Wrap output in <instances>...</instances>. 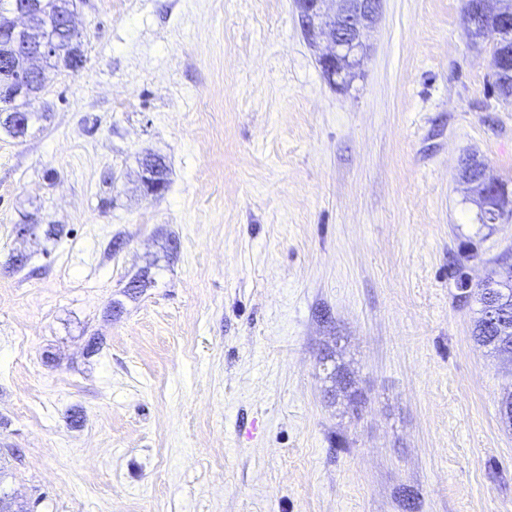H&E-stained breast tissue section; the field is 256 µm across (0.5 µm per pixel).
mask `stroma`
Masks as SVG:
<instances>
[{"instance_id": "obj_1", "label": "stroma", "mask_w": 512, "mask_h": 512, "mask_svg": "<svg viewBox=\"0 0 512 512\" xmlns=\"http://www.w3.org/2000/svg\"><path fill=\"white\" fill-rule=\"evenodd\" d=\"M464 3L382 0L339 90L293 0H81L83 69L0 133L1 491L30 512H512V365L460 289L512 223H480L459 178L474 153L512 194V106ZM331 378L336 383V394L334 393V398L339 395H343L348 400V404L353 407H356L358 404V397L360 396L358 390L355 389V382L351 376V373L341 364L336 363L332 370ZM341 379V380H339ZM343 383V386H338Z\"/></svg>"}]
</instances>
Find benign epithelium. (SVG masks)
<instances>
[{"label": "benign epithelium", "instance_id": "benign-epithelium-1", "mask_svg": "<svg viewBox=\"0 0 512 512\" xmlns=\"http://www.w3.org/2000/svg\"><path fill=\"white\" fill-rule=\"evenodd\" d=\"M43 0H16L12 11L11 39L13 69L18 74L15 97L33 100L39 92L33 90L30 78L41 74L36 63L54 60L59 53L57 33H68L75 27V9L39 33L35 21L43 18ZM301 32L317 52V63L323 76L342 90L359 76V70L368 55L367 38L376 25L381 0H294ZM512 15V0H468L464 25L469 46L480 52L490 48L491 61L505 52L492 34L493 25L503 16ZM479 209L490 224L512 222V206H490L478 201Z\"/></svg>", "mask_w": 512, "mask_h": 512}]
</instances>
